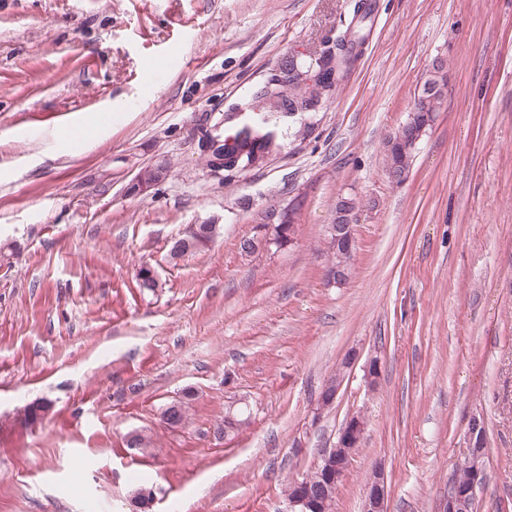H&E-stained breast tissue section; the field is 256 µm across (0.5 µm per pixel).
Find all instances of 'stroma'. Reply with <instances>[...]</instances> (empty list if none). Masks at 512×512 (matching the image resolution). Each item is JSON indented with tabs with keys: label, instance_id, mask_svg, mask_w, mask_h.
Wrapping results in <instances>:
<instances>
[{
	"label": "stroma",
	"instance_id": "obj_1",
	"mask_svg": "<svg viewBox=\"0 0 512 512\" xmlns=\"http://www.w3.org/2000/svg\"><path fill=\"white\" fill-rule=\"evenodd\" d=\"M372 2L330 102L282 117L281 151L228 181L207 141L288 57L330 47L354 0H0V512H133L140 488L154 512H291L285 485L355 413L333 512H363L379 466L388 512H444L476 415L477 512H512V0ZM436 60L448 87L398 185L384 142ZM101 120L88 144L62 135ZM342 196L356 252L336 286ZM289 207L291 243L241 250ZM192 224L220 231L171 258ZM236 402L249 419L220 434ZM350 201L347 198L341 197L336 203V212L333 224H328L326 231L331 234L325 235V249L330 264L327 266V274L332 266H335L328 275L331 284L342 285L348 278V267L351 263L352 248L355 245V237L353 230L354 211L344 205V202ZM336 242H335V240ZM336 243L340 246V263L336 264L338 260V253L336 251ZM326 274V275H327Z\"/></svg>",
	"mask_w": 512,
	"mask_h": 512
}]
</instances>
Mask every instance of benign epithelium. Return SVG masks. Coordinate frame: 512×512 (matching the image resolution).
Returning a JSON list of instances; mask_svg holds the SVG:
<instances>
[{
	"mask_svg": "<svg viewBox=\"0 0 512 512\" xmlns=\"http://www.w3.org/2000/svg\"><path fill=\"white\" fill-rule=\"evenodd\" d=\"M260 162L241 163L240 159L224 160L211 158L208 167L219 171L225 167L235 170L236 173L257 168ZM346 198H340L336 203V212L333 223L328 225L326 231L331 233L340 246V263L336 264L328 275L331 283L342 285L348 278V264L351 263L352 248L355 245L353 230L354 211L344 205ZM357 360V354L348 356L336 372V378L331 380L327 400L333 401L338 395L346 371L351 369ZM480 422L476 419L469 424L467 432V448L464 459L459 467L466 468L471 473V480L466 484H458L448 491V507L445 512H473L476 509V490L483 485L480 480L483 470L482 463V434L478 433ZM365 431V421L361 414H355L346 419L340 428L336 444L322 455L318 464V471L323 473L321 486L324 491L318 493L311 486L298 480L293 481L288 491V501L299 507L298 512H328L330 508L331 492L341 481L351 457L362 439ZM364 512H387L386 484L382 468L374 469L368 482L365 497Z\"/></svg>",
	"mask_w": 512,
	"mask_h": 512,
	"instance_id": "1",
	"label": "benign epithelium"
}]
</instances>
